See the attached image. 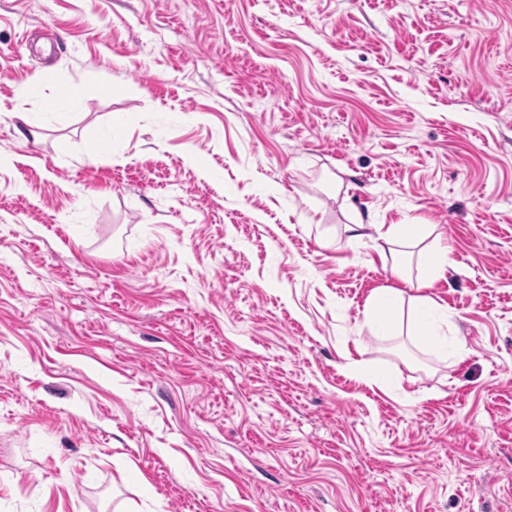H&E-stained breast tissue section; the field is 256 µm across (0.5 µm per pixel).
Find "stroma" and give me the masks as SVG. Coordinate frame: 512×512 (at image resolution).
<instances>
[{"label":"stroma","instance_id":"stroma-1","mask_svg":"<svg viewBox=\"0 0 512 512\" xmlns=\"http://www.w3.org/2000/svg\"><path fill=\"white\" fill-rule=\"evenodd\" d=\"M0 512H512V0H0ZM425 224H405L396 226L389 230L388 235L393 236V245L399 246L398 249H391L392 265L391 270L397 274L404 268V259L408 253L406 248H415L423 240L427 232ZM448 252L445 250H433L426 258L427 272L423 279L417 283V288H423L426 281L432 278L442 277L448 270ZM403 305L401 292L395 288H379L368 298L364 314L369 320H375L380 317L384 310L397 309Z\"/></svg>","mask_w":512,"mask_h":512}]
</instances>
